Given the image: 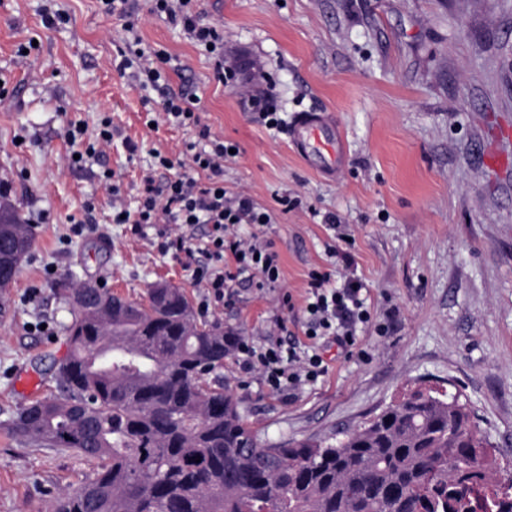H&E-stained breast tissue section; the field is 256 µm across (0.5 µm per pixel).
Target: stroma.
I'll return each instance as SVG.
<instances>
[{"label":"stroma","mask_w":512,"mask_h":512,"mask_svg":"<svg viewBox=\"0 0 512 512\" xmlns=\"http://www.w3.org/2000/svg\"><path fill=\"white\" fill-rule=\"evenodd\" d=\"M133 32L99 0H0V79L15 104L0 109V178L32 243L0 315V512H54L64 492L93 467L72 451L32 448L6 423L35 400L56 395L50 366L68 350L63 288L89 279L134 301L149 285L181 288L201 321L320 353L327 373L313 384L274 392L255 370L228 358L216 375L244 420L266 440L335 441L409 391L458 395L496 451L500 477H512V166L486 167L493 125L512 124V0H198L206 22L224 30V56L241 87L224 84L215 62L181 26L137 0ZM68 22L45 27V13ZM162 50L172 90L199 98L203 125L237 144L224 186L246 190L273 212L263 235L281 257L276 287L234 282L231 300H210L191 261L162 253L155 229L135 234L112 221L136 211L142 179L164 183L155 154L179 158L192 128L147 114L132 73H120L128 36ZM36 40L30 61L19 44ZM271 92L284 128H268L241 98ZM310 108L330 112L344 134L343 168L327 179L293 150L286 126ZM112 143L68 165L67 123L94 140L100 118ZM300 204L283 211L284 197ZM93 211H85L86 202ZM353 239L352 267L331 264L326 213ZM83 223L82 234L73 224ZM334 268L368 285L367 304L390 315L387 335L358 329L359 354L313 342L303 329L308 273ZM290 294L293 308L283 307ZM36 378L18 389L21 375Z\"/></svg>","instance_id":"1"}]
</instances>
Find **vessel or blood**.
Here are the masks:
<instances>
[{"instance_id": "b4317fda", "label": "vessel or blood", "mask_w": 512, "mask_h": 512, "mask_svg": "<svg viewBox=\"0 0 512 512\" xmlns=\"http://www.w3.org/2000/svg\"><path fill=\"white\" fill-rule=\"evenodd\" d=\"M288 137L298 153L323 175L332 177L342 169L346 146L333 116L313 110L299 112Z\"/></svg>"}]
</instances>
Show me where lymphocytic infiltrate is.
<instances>
[{
    "label": "lymphocytic infiltrate",
    "instance_id": "obj_1",
    "mask_svg": "<svg viewBox=\"0 0 512 512\" xmlns=\"http://www.w3.org/2000/svg\"><path fill=\"white\" fill-rule=\"evenodd\" d=\"M150 11L182 25L190 38L200 46L211 47L218 65V76L224 82H238L239 71L235 65L224 64V34L216 26L203 20L194 11L193 0H150ZM168 62L163 52L135 48L123 57L118 69L126 71L137 67L145 87L160 88L167 85ZM165 121L175 127H194L197 141L187 143L181 162L166 156H157L155 165L170 171L171 176L163 185H156L153 176H146L139 206L135 214H113V223L131 224L133 233H142L145 225H159L161 252H190L189 239L167 232L170 224L208 227L205 254L208 264L195 267L193 276L203 283L215 300H223L238 276L255 278L257 287L278 283L281 275L280 255L272 241L259 235L242 236L241 226H265L272 223V214L257 206L245 193H228L224 186V162L229 159L230 144L211 135L201 126L196 113L197 98L189 93L166 94L159 103ZM182 165L184 172L173 175L175 165ZM205 173L206 183H199L198 173ZM233 257L236 268H223L226 257ZM365 283L357 278H345L342 284L332 285L330 272L320 269L308 274V289L304 307V334L308 339L331 337L339 348L348 350L357 344L359 326L374 324L378 335H387V322L376 319L365 304L362 295ZM226 342L244 369L260 370L269 388L276 392L290 390L317 381L327 367L319 354L297 358L292 350L275 345L259 351L248 337L235 329H227Z\"/></svg>",
    "mask_w": 512,
    "mask_h": 512
}]
</instances>
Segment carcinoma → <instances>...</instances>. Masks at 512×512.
Segmentation results:
<instances>
[{
    "label": "carcinoma",
    "instance_id": "1",
    "mask_svg": "<svg viewBox=\"0 0 512 512\" xmlns=\"http://www.w3.org/2000/svg\"><path fill=\"white\" fill-rule=\"evenodd\" d=\"M30 245L8 212L1 276ZM71 312L61 394L6 424L93 464L55 512H512V484L456 398L418 389L336 445L250 444L237 401L209 382L228 357L224 328L197 324L181 289L115 314L97 294Z\"/></svg>",
    "mask_w": 512,
    "mask_h": 512
}]
</instances>
